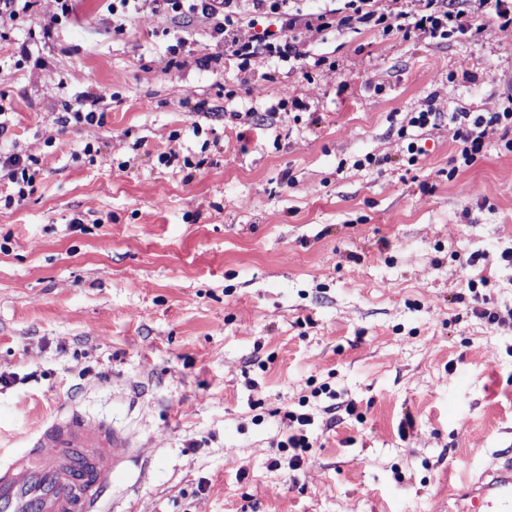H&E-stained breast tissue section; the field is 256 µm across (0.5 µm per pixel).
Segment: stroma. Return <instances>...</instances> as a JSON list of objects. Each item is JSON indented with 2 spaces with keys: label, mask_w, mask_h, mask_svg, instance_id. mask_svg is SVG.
Listing matches in <instances>:
<instances>
[{
  "label": "stroma",
  "mask_w": 512,
  "mask_h": 512,
  "mask_svg": "<svg viewBox=\"0 0 512 512\" xmlns=\"http://www.w3.org/2000/svg\"><path fill=\"white\" fill-rule=\"evenodd\" d=\"M109 3L0 14V154L38 162L11 204L0 171V452L73 404L142 444L104 512H448L512 449V152L445 175L448 113L512 95V30L456 0L477 39L331 29L307 77L238 70L152 0L116 31ZM284 94L301 108L271 111ZM473 253L495 275L471 293ZM288 417V437L287 441L281 446L282 449L288 448V452L292 451L291 462L296 467L305 458L306 453L311 448V443L307 436L303 434L304 427L310 425V418L305 414H295L290 412Z\"/></svg>",
  "instance_id": "35a3bbf8"
}]
</instances>
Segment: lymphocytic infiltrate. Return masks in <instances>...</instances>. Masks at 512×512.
Returning a JSON list of instances; mask_svg holds the SVG:
<instances>
[{"mask_svg":"<svg viewBox=\"0 0 512 512\" xmlns=\"http://www.w3.org/2000/svg\"><path fill=\"white\" fill-rule=\"evenodd\" d=\"M164 10L176 16L198 14L212 25L213 37L224 42V57L246 69L257 57L284 62L304 59L300 49L303 35H319L330 28L357 30L373 28L402 37L430 41L448 37H473L481 34L463 11L451 8L448 0H391L390 6L377 8L375 0H342L341 7L313 18L293 10L288 0H156ZM275 15L280 30L261 37H241L239 28L245 15ZM448 118L456 126L461 166L477 162L487 140L503 141L512 151V107L500 112H452Z\"/></svg>","mask_w":512,"mask_h":512,"instance_id":"lymphocytic-infiltrate-1","label":"lymphocytic infiltrate"}]
</instances>
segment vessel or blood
I'll return each instance as SVG.
<instances>
[{"instance_id":"vessel-or-blood-1","label":"vessel or blood","mask_w":512,"mask_h":512,"mask_svg":"<svg viewBox=\"0 0 512 512\" xmlns=\"http://www.w3.org/2000/svg\"><path fill=\"white\" fill-rule=\"evenodd\" d=\"M137 443L112 425L62 408L0 460V512H102L113 484L138 461ZM462 512H512V454L496 458L457 494Z\"/></svg>"}]
</instances>
